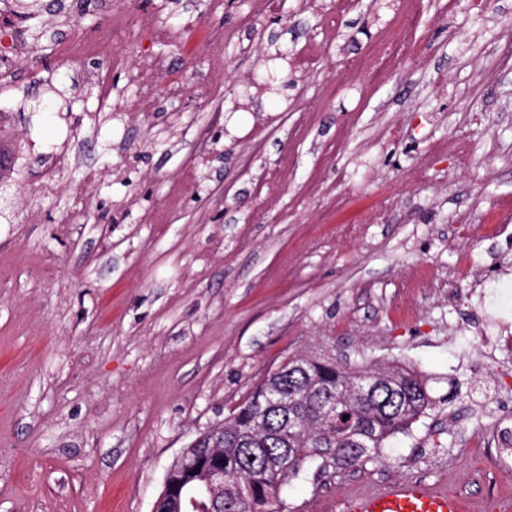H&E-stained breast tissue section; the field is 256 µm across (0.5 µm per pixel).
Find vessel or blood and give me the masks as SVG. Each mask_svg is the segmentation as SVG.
I'll return each instance as SVG.
<instances>
[{
    "mask_svg": "<svg viewBox=\"0 0 512 512\" xmlns=\"http://www.w3.org/2000/svg\"><path fill=\"white\" fill-rule=\"evenodd\" d=\"M461 501L421 480L393 481L347 496L342 512H462Z\"/></svg>",
    "mask_w": 512,
    "mask_h": 512,
    "instance_id": "b4317fda",
    "label": "vessel or blood"
}]
</instances>
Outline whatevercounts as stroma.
<instances>
[{
    "mask_svg": "<svg viewBox=\"0 0 512 512\" xmlns=\"http://www.w3.org/2000/svg\"><path fill=\"white\" fill-rule=\"evenodd\" d=\"M0 0L25 28L0 92L12 149L0 219V512H151L183 448L222 423L286 358L350 370L399 364L432 403L383 460L309 469L285 512L420 479L464 512H512V464L474 447L512 372L481 336L512 312V0H423L416 51L379 81L347 58L392 30L402 0ZM229 38L197 54L209 33ZM108 35L114 57L93 52ZM315 49L312 70L243 102L268 55ZM165 58L135 108L127 67ZM222 56L223 71L210 68ZM112 73V96L92 81ZM211 86L209 98L194 92ZM222 123L219 142L197 128ZM469 141L459 164L438 142ZM93 204L80 208L84 192ZM78 222H71L73 212ZM468 247L477 280L452 276Z\"/></svg>",
    "mask_w": 512,
    "mask_h": 512,
    "instance_id": "obj_1",
    "label": "stroma"
}]
</instances>
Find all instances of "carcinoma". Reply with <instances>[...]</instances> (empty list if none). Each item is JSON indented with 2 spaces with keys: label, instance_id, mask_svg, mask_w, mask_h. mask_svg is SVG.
I'll list each match as a JSON object with an SVG mask.
<instances>
[{
  "label": "carcinoma",
  "instance_id": "obj_1",
  "mask_svg": "<svg viewBox=\"0 0 512 512\" xmlns=\"http://www.w3.org/2000/svg\"><path fill=\"white\" fill-rule=\"evenodd\" d=\"M302 362L305 372L268 376L224 421L226 512H281L283 490L305 467L317 462L322 470L346 469L374 461L430 405L426 387L402 367L360 371L383 386L357 399L351 393L355 376L324 358ZM326 396L336 401L331 420L322 405ZM351 434L374 437L371 448L343 445ZM171 480L187 494L200 485L187 468L172 472Z\"/></svg>",
  "mask_w": 512,
  "mask_h": 512
}]
</instances>
